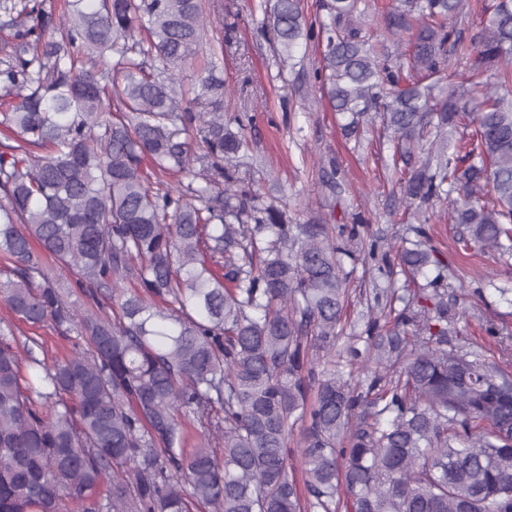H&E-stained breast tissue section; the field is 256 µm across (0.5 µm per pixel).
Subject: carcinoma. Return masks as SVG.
<instances>
[{
    "label": "carcinoma",
    "mask_w": 512,
    "mask_h": 512,
    "mask_svg": "<svg viewBox=\"0 0 512 512\" xmlns=\"http://www.w3.org/2000/svg\"><path fill=\"white\" fill-rule=\"evenodd\" d=\"M360 2L321 0L312 21L301 0H263L265 32L284 63L318 46L313 79L344 137L383 112L410 204L444 198L468 236L512 252V0L468 41L448 27L467 0H396L385 30L408 39L405 61L369 44ZM1 16L16 145L0 151V300L91 353L24 380L0 318V512H99L101 488L105 512H512V376L449 340L448 265L423 227L395 259L437 275L428 294L391 291V324L368 321L369 384L309 359L332 355L343 258L388 255L361 223L288 224L234 184L245 139L224 120L220 65L181 89L201 0H64L56 20L0 0ZM463 62L469 87L433 98L423 81ZM46 257L96 308L66 303Z\"/></svg>",
    "instance_id": "cac0c4a2"
}]
</instances>
